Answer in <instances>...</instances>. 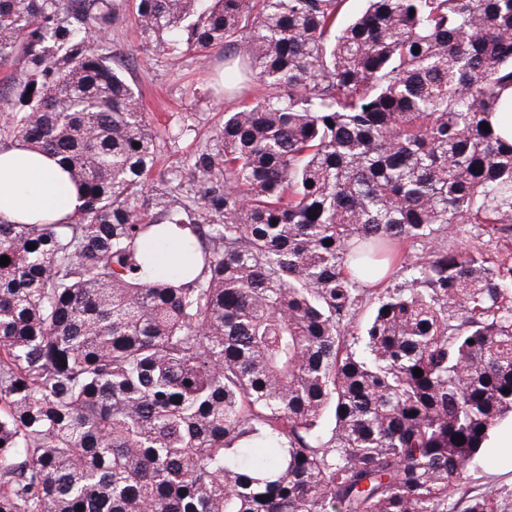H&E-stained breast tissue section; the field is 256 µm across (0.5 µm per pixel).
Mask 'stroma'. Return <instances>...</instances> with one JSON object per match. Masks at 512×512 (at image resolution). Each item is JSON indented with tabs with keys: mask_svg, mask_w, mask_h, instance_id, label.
<instances>
[{
	"mask_svg": "<svg viewBox=\"0 0 512 512\" xmlns=\"http://www.w3.org/2000/svg\"><path fill=\"white\" fill-rule=\"evenodd\" d=\"M116 16L99 43L103 54L122 62L126 80L138 90L144 118L156 141V158L149 184L170 187L172 172L186 168L193 155L214 146L224 115L265 91L264 85L246 78L235 91L219 86L224 74V53L212 50L169 51L146 43L135 18V0H116ZM469 487L482 492L486 485L501 488L512 507V464L501 454L486 451L468 470Z\"/></svg>",
	"mask_w": 512,
	"mask_h": 512,
	"instance_id": "obj_1",
	"label": "stroma"
}]
</instances>
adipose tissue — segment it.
<instances>
[{"label":"adipose tissue","mask_w":512,"mask_h":512,"mask_svg":"<svg viewBox=\"0 0 512 512\" xmlns=\"http://www.w3.org/2000/svg\"><path fill=\"white\" fill-rule=\"evenodd\" d=\"M83 202L58 158L21 143L0 147V221L67 222Z\"/></svg>","instance_id":"1"}]
</instances>
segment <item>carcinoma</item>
I'll list each match as a JSON object with an SVG mask.
<instances>
[{"label":"carcinoma","mask_w":512,"mask_h":512,"mask_svg":"<svg viewBox=\"0 0 512 512\" xmlns=\"http://www.w3.org/2000/svg\"><path fill=\"white\" fill-rule=\"evenodd\" d=\"M366 2L136 0L146 40L270 90L195 155L194 209L151 193L139 95L91 45L112 0H0L4 126L84 198L0 223V512H506L466 472L512 414V259L445 239L512 228L483 127L512 0ZM385 260L404 281L362 285ZM22 70V62L18 61L14 64V66L8 67L7 69L0 66V96L5 100L3 104L5 108L7 109L9 106V109L13 110V112H18L24 107H22L18 101L16 86L13 83L6 82L5 77L10 73L19 74Z\"/></svg>","instance_id":"obj_1"}]
</instances>
